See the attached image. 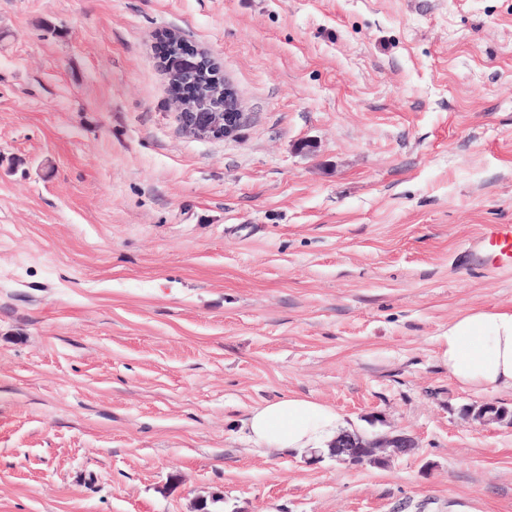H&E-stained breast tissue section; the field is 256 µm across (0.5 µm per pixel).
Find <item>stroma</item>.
I'll list each match as a JSON object with an SVG mask.
<instances>
[{
  "instance_id": "35a3bbf8",
  "label": "stroma",
  "mask_w": 512,
  "mask_h": 512,
  "mask_svg": "<svg viewBox=\"0 0 512 512\" xmlns=\"http://www.w3.org/2000/svg\"><path fill=\"white\" fill-rule=\"evenodd\" d=\"M248 114L186 134L155 35ZM512 0H0V512H512V391L442 337L512 307ZM294 393L355 467L253 449ZM483 250L492 251L502 261L503 267H508L512 259V225L502 224L487 226L478 241ZM243 435L253 448H277L311 456L312 451L328 453L335 448L355 466H375L359 455L357 448H392L397 454L411 455L418 448L412 436L404 433L379 436L364 443L359 434L345 435L354 429L347 416L335 407L297 395L281 396L252 409L242 421ZM332 448L329 455L336 456Z\"/></svg>"
}]
</instances>
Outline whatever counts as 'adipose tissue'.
I'll return each mask as SVG.
<instances>
[{
    "mask_svg": "<svg viewBox=\"0 0 512 512\" xmlns=\"http://www.w3.org/2000/svg\"><path fill=\"white\" fill-rule=\"evenodd\" d=\"M444 341L449 379L472 389L512 390V308L464 311L449 323ZM242 425L252 447L306 456L329 452L351 430L335 407L297 395L252 409Z\"/></svg>",
    "mask_w": 512,
    "mask_h": 512,
    "instance_id": "1",
    "label": "adipose tissue"
}]
</instances>
